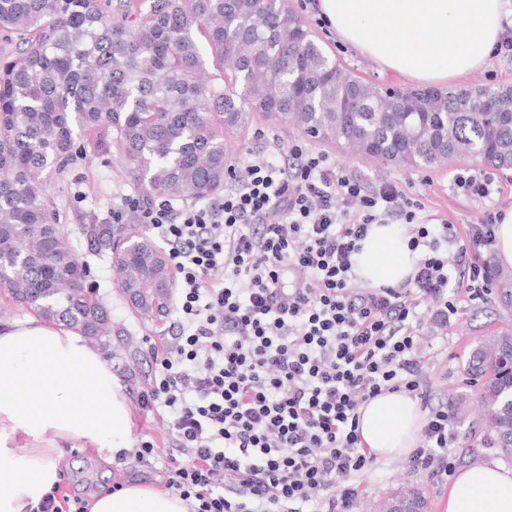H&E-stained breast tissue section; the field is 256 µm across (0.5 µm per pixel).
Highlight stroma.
<instances>
[{"label": "stroma", "mask_w": 512, "mask_h": 512, "mask_svg": "<svg viewBox=\"0 0 512 512\" xmlns=\"http://www.w3.org/2000/svg\"><path fill=\"white\" fill-rule=\"evenodd\" d=\"M289 3L328 54L348 71L382 86L411 87V80L381 69L345 45L323 23L313 0H289ZM301 138V133L296 130L273 125L257 117L232 140L229 156L242 160L259 147L275 156L285 151L289 143ZM328 153L338 166L357 173L367 182H394L408 196L421 201L425 214L447 218L460 232L466 225L476 223L485 210L512 204V177L502 174L495 177L498 193L493 198L477 199L457 191L454 175L481 169L479 163L470 159L422 170L367 161L338 147L329 148ZM132 192L120 153L114 149L103 152L90 143L85 145L82 156L75 158L47 184V194L60 223L70 228L80 257L92 266L96 296L112 313V334L105 344L100 345L99 351L107 358L113 371L123 378L126 395L135 404L133 442L138 445L148 441L156 448L154 457L133 467L117 462L104 464L90 448H64L68 462L63 471L64 480L87 500L129 479L165 487V467L173 453L161 413L145 411L137 406L136 401L155 368L150 350L161 347L175 332L178 314L176 310H169L167 317L159 322L135 316L115 284L106 253L92 246L81 232L83 225L111 220L113 210L122 207L126 195ZM501 332H512V307L503 306L494 293L483 301L465 298L448 323L447 342H435L429 354L426 376L439 393L448 395L455 417L459 443L452 454L454 466L458 469L471 465L472 450L483 435L477 403L478 388L467 382L464 365L484 337ZM402 480L423 490L428 500V512H442L440 504L448 496L447 482H436L425 474L411 471L402 458L376 460L369 471L360 475L357 512H376L382 498L397 488Z\"/></svg>", "instance_id": "stroma-1"}]
</instances>
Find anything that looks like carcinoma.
Returning a JSON list of instances; mask_svg holds the SVG:
<instances>
[{
    "label": "carcinoma",
    "mask_w": 512,
    "mask_h": 512,
    "mask_svg": "<svg viewBox=\"0 0 512 512\" xmlns=\"http://www.w3.org/2000/svg\"><path fill=\"white\" fill-rule=\"evenodd\" d=\"M0 31L19 40L0 56V300L84 336L110 334L112 318L84 286L90 264L46 194L82 138L116 148L143 196L182 202L224 192V134L256 115L387 164L474 157L512 170V85L370 83L332 59L286 0H0ZM82 232L108 251L133 312L166 318L175 279L140 225ZM497 279L512 305V271ZM465 371L479 385L483 447L511 464L512 333L483 340ZM383 509L427 512V499L409 489Z\"/></svg>",
    "instance_id": "carcinoma-1"
}]
</instances>
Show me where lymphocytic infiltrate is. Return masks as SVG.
I'll return each mask as SVG.
<instances>
[{
  "label": "lymphocytic infiltrate",
  "instance_id": "obj_1",
  "mask_svg": "<svg viewBox=\"0 0 512 512\" xmlns=\"http://www.w3.org/2000/svg\"><path fill=\"white\" fill-rule=\"evenodd\" d=\"M169 248L181 319L140 396L164 409L177 459L167 486L188 512H352L356 478L374 461L360 408L407 391L426 416L408 466L442 481L458 434L424 381V331L448 329L453 290L489 294L495 228L505 206L457 236L397 185L375 186L297 142L284 161H231L223 196L177 207L130 198ZM374 224L402 226L412 274L371 288L354 254Z\"/></svg>",
  "mask_w": 512,
  "mask_h": 512
}]
</instances>
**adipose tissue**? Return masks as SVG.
<instances>
[{"instance_id":"1","label":"adipose tissue","mask_w":512,"mask_h":512,"mask_svg":"<svg viewBox=\"0 0 512 512\" xmlns=\"http://www.w3.org/2000/svg\"><path fill=\"white\" fill-rule=\"evenodd\" d=\"M321 17L381 68L431 86L483 66L503 31L504 0H319ZM417 255L392 224L372 225L354 256L371 287L401 284ZM422 412L406 392L360 409L366 448L408 455ZM133 410L122 379L77 332L31 318L0 327V512H30L62 481V446L96 448L114 462L132 447ZM444 512H512V470L490 459L458 470ZM91 512H187L179 495L125 483Z\"/></svg>"}]
</instances>
